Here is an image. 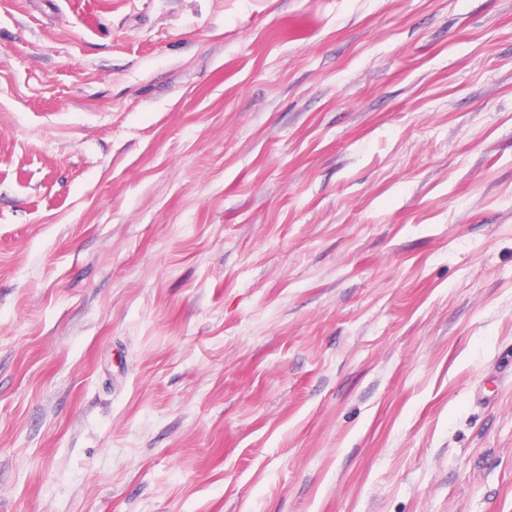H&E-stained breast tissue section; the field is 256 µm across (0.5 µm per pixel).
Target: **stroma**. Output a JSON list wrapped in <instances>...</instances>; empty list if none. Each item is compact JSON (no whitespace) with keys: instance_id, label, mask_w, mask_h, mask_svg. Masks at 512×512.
I'll list each match as a JSON object with an SVG mask.
<instances>
[{"instance_id":"obj_1","label":"stroma","mask_w":512,"mask_h":512,"mask_svg":"<svg viewBox=\"0 0 512 512\" xmlns=\"http://www.w3.org/2000/svg\"><path fill=\"white\" fill-rule=\"evenodd\" d=\"M0 512H512V0H0Z\"/></svg>"}]
</instances>
